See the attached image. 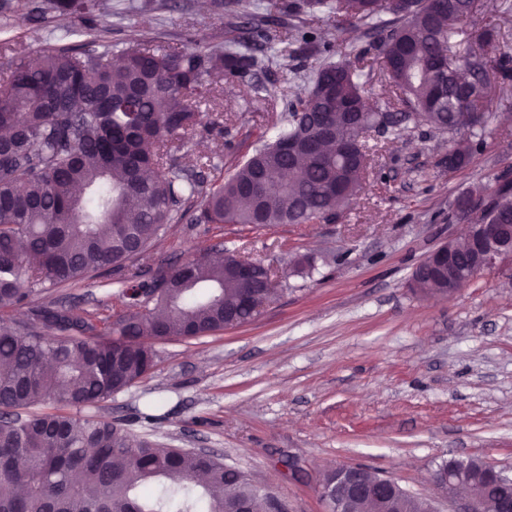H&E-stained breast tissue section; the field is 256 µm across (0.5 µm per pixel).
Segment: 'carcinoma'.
<instances>
[{
	"mask_svg": "<svg viewBox=\"0 0 512 512\" xmlns=\"http://www.w3.org/2000/svg\"><path fill=\"white\" fill-rule=\"evenodd\" d=\"M226 0L225 45L160 47L140 34L105 41V0H34L52 24L40 60L15 49L0 63V512H234L257 489L241 470L182 448L135 444L97 406L154 367L163 337L224 330L239 289L224 286V260L207 255L170 270L159 287L136 257L170 224H309L367 186L368 139L347 154L336 100L367 113L364 133L407 129L405 120L451 135L448 170L481 151L490 84L482 73L495 30L470 41L463 24L476 0H263L256 12ZM278 33L271 53H250L245 23ZM363 27L364 44L347 35ZM336 33L343 60L322 37ZM80 35L74 48L63 41ZM312 60L309 92L287 98L284 123L224 172L192 156L203 124L194 103L280 59ZM392 95L367 108L366 82ZM477 224H512V183L476 187ZM103 278L99 308L65 305L53 288ZM138 282L112 296V283ZM43 295H38L36 289ZM126 308L112 315V299ZM24 310L25 319L15 312ZM474 485L499 471L469 458ZM399 512H424L398 492Z\"/></svg>",
	"mask_w": 512,
	"mask_h": 512,
	"instance_id": "cac0c4a2",
	"label": "carcinoma"
}]
</instances>
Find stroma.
<instances>
[{"instance_id":"stroma-1","label":"stroma","mask_w":512,"mask_h":512,"mask_svg":"<svg viewBox=\"0 0 512 512\" xmlns=\"http://www.w3.org/2000/svg\"><path fill=\"white\" fill-rule=\"evenodd\" d=\"M108 38L139 32L156 45L207 50L224 35L210 0H166L130 12L108 0ZM494 55L512 56V0H479ZM484 146L448 169V135L409 128L379 152L384 180L331 220L311 224H174L141 255L142 269L178 265L224 245L279 280L253 321L198 339L157 342L152 371L95 414L135 439L203 448L244 471L286 512H327L319 485L339 464L395 479L437 512H465L432 478L451 458H478L512 476V266L447 296L411 288L415 267L460 237L455 199L512 182V82L491 89ZM224 133L198 136L225 166L273 122V99L224 88ZM310 257L313 274L295 261Z\"/></svg>"}]
</instances>
